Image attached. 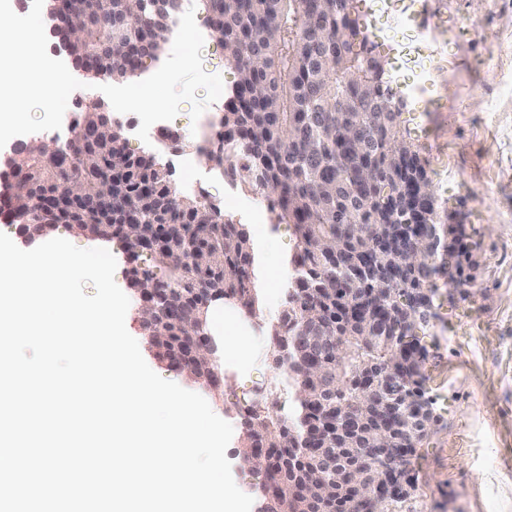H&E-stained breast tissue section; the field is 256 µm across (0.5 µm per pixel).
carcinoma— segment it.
Returning a JSON list of instances; mask_svg holds the SVG:
<instances>
[{"instance_id": "obj_1", "label": "carcinoma", "mask_w": 512, "mask_h": 512, "mask_svg": "<svg viewBox=\"0 0 512 512\" xmlns=\"http://www.w3.org/2000/svg\"><path fill=\"white\" fill-rule=\"evenodd\" d=\"M201 2L238 80L218 121L235 141L209 134L200 151L232 183L267 193L275 223L295 238L286 303L265 336L293 407L280 412L269 391L244 408L241 448L271 449L245 463L272 488L265 512H353L355 493L343 475L358 467L377 479L369 449L394 439L414 452L435 421L421 333L437 312L409 299L427 293L434 304L436 276L451 266L462 274V253L447 243L459 227L443 221L430 175L400 132L404 104L349 0ZM181 7L182 0H66L60 32L73 40L77 62L93 56L105 74L129 79L144 58L160 55ZM77 112L70 151H16L17 174L0 198L9 223L136 224L132 236L115 233L128 251L139 234L161 237L149 264L130 274L135 288L169 287L170 304L156 315L160 335L148 340L161 361L182 359L199 288L257 314L261 291L245 225L206 195L181 198L167 169L127 151L110 113L96 104ZM345 134L365 161L358 189V168L338 149ZM69 185L79 191L68 213L49 199ZM391 239L414 254L410 270L399 267L401 254L383 248ZM370 254L378 277L353 280L350 270ZM374 293L384 316L366 321L346 312ZM393 396L412 413L387 419ZM331 406L345 409L338 430L326 427ZM312 447L319 452L307 454ZM315 472L334 484V495L321 498L306 484ZM409 486L371 508L418 512L413 474Z\"/></svg>"}]
</instances>
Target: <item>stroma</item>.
Returning a JSON list of instances; mask_svg holds the SVG:
<instances>
[{"label": "stroma", "instance_id": "1", "mask_svg": "<svg viewBox=\"0 0 512 512\" xmlns=\"http://www.w3.org/2000/svg\"><path fill=\"white\" fill-rule=\"evenodd\" d=\"M357 10L404 98L401 130L426 162L449 223L463 225L469 253L468 284L441 286L440 318L426 339L431 349L423 372L437 420L411 462L420 508L512 512V0H358ZM195 15L203 22V66L232 89L237 73L207 25L206 12L199 8ZM404 22L433 31L426 50L432 72L427 87L438 105L428 112L403 65L399 27ZM465 26L473 27L474 35H462ZM190 111V104H182L168 123V131L180 137L169 147L154 130L141 141L135 134L139 117L123 115L127 148L154 154L174 184L192 177L190 197L209 194L225 217L246 226L262 286L261 315L237 311L249 359L225 365L218 391L159 361L149 348L141 353L159 376L203 396L232 425L226 457L237 486L254 497L264 477L238 455L239 410L264 389L276 393L281 410L292 405L285 378L267 352L264 327L284 307L287 281L279 271L295 240L287 225L273 222L264 193L233 185L215 166L195 164L197 148L184 138L192 129Z\"/></svg>", "mask_w": 512, "mask_h": 512}]
</instances>
